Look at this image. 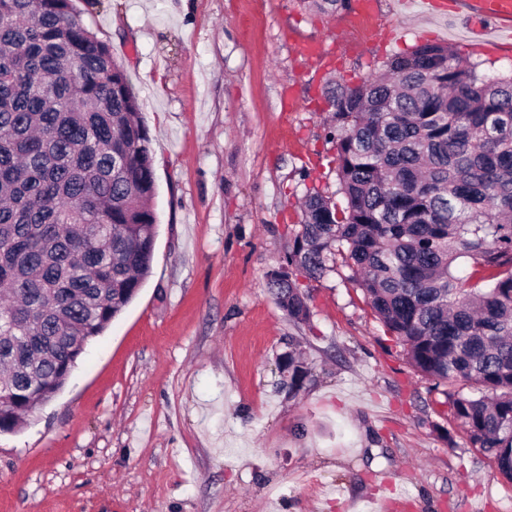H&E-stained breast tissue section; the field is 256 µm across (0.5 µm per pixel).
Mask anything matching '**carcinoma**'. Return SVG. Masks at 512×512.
Returning <instances> with one entry per match:
<instances>
[{"label": "carcinoma", "mask_w": 512, "mask_h": 512, "mask_svg": "<svg viewBox=\"0 0 512 512\" xmlns=\"http://www.w3.org/2000/svg\"><path fill=\"white\" fill-rule=\"evenodd\" d=\"M326 89L338 204L303 201L267 288L290 319L300 279L342 256L411 366L446 387L470 444L512 481V74L447 45ZM150 136L124 65L72 0H0V432L24 429L149 276ZM471 271L461 275L458 260ZM289 387L309 367L290 351Z\"/></svg>", "instance_id": "1"}]
</instances>
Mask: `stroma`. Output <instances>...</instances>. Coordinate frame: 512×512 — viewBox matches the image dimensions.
Here are the masks:
<instances>
[{"label": "stroma", "mask_w": 512, "mask_h": 512, "mask_svg": "<svg viewBox=\"0 0 512 512\" xmlns=\"http://www.w3.org/2000/svg\"><path fill=\"white\" fill-rule=\"evenodd\" d=\"M123 62L151 138V274L64 388L0 433V512H512V483L407 362L344 263L267 291L307 191L334 195L327 81L422 43L512 73L464 0H374L349 51L300 0H73ZM322 45L311 64L298 48ZM311 371L288 389L281 358Z\"/></svg>", "instance_id": "stroma-1"}]
</instances>
